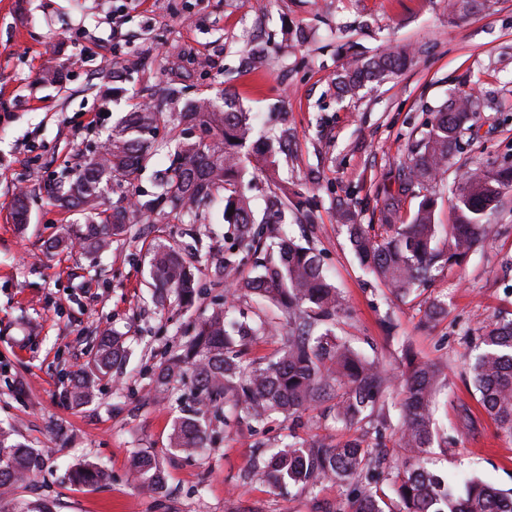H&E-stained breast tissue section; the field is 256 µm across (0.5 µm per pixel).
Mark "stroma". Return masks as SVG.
<instances>
[{"instance_id": "1", "label": "stroma", "mask_w": 512, "mask_h": 512, "mask_svg": "<svg viewBox=\"0 0 512 512\" xmlns=\"http://www.w3.org/2000/svg\"><path fill=\"white\" fill-rule=\"evenodd\" d=\"M478 3L453 16L448 0H0V425L45 455L35 485L19 486L15 498L50 500L55 512H347L352 485L281 492L256 461L292 433L332 446L357 428L321 405L260 430L223 427L215 447L175 452V414L152 368L186 341L188 315L152 305L137 241L115 243L97 260L47 249L64 227L83 221L53 204L49 183L128 112L182 87L192 98L225 91L252 113L257 137L283 136V221L320 254L341 291L337 334L390 372L407 346L418 359L443 363L448 385L435 419L448 444L434 448L435 469L512 489V443L478 405L466 368L482 329L512 313V192L488 216L474 251L461 264L437 267L426 290L406 299L364 271L347 227L336 221L346 203L358 223L381 224L384 199L400 196L399 168L413 139L432 111L464 93L481 106L430 188L440 229L454 221L450 200L462 172L512 165V0ZM388 44L415 48L414 62L356 97L337 98L342 69ZM257 47L264 63L255 70L244 60ZM48 69L62 73L61 84L43 82ZM105 69L113 76L108 87L99 79ZM21 190L30 197L23 225L11 214ZM400 198L405 223L419 200ZM198 279L195 312L231 300L250 317L279 314L255 296L234 298V277L219 288L208 272ZM437 298L445 310L427 319ZM106 327L127 335L122 377L103 381L91 403L72 406L68 378L85 369ZM465 406L474 426L460 416ZM380 420L388 471L403 457L397 392L387 394ZM139 450L162 460V492L134 482ZM85 463L104 466L109 480L72 482L70 469Z\"/></svg>"}]
</instances>
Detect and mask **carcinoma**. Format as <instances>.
Wrapping results in <instances>:
<instances>
[{
    "label": "carcinoma",
    "mask_w": 512,
    "mask_h": 512,
    "mask_svg": "<svg viewBox=\"0 0 512 512\" xmlns=\"http://www.w3.org/2000/svg\"><path fill=\"white\" fill-rule=\"evenodd\" d=\"M405 50L385 49L354 60L336 81L340 97L356 96L367 84L380 82L404 68ZM172 101L132 112L107 137L103 150L80 156L75 176L51 189L60 206L81 212L85 222L50 241L49 248H69L96 254L124 237H134V213L159 217L143 236L148 258V287L153 304L190 306L198 296L197 274L210 272L216 286L224 285V272H241L236 290L271 302L286 319L288 332L282 346L268 361L245 371L243 356L258 336L278 333L279 322L229 319L226 310L201 313L193 337L181 350L164 357L154 372L162 392L176 396L177 417L170 447L187 455L212 442L213 424H246L263 428L278 416L298 418L305 411L331 402L329 411L354 427L371 425L375 442L361 434L331 448L298 436L267 452L258 463L269 484L293 487L312 494L327 480L354 484L351 512H512V495L476 477L461 480L462 491L435 472L427 457L437 431L433 428L436 395L444 379L439 362H421L405 351L401 371L402 425L400 446L407 455L396 470L379 471L383 433L373 425L380 399L391 377L378 364L360 356L333 330L342 311V299L327 275L321 255L288 235L281 226L282 209L258 220L248 191L249 169L265 173L275 182L278 153L271 142H254L250 114L227 93L203 97L179 113L186 131L173 139L157 140V131L173 118ZM479 109L465 95L431 113L421 138L411 146L404 165L400 194L427 189L448 167V159L464 126ZM166 156L170 164L160 171L158 191L147 201L131 206L129 183L153 157ZM512 190V167L496 170L469 168L452 200L454 223L448 225L447 247L439 249L435 224L436 199L422 195L406 224L395 223L398 198L384 204L382 232L357 223L354 211L343 209L338 219L349 228L351 243L361 265L395 296L404 298L423 290L442 260L452 266L467 256L479 241L482 219L496 210ZM118 195L106 205V194ZM218 199L224 203V223L233 243L224 250H202L182 241L174 224L199 223L202 208ZM483 350L470 369L477 402L495 422L502 437L512 442V318H501L479 336ZM126 340L116 329L99 336L86 369L69 379L67 395L75 406L91 402L99 381L122 374ZM43 467L42 453L11 440L0 428V501L17 486L32 480ZM134 471L147 490L164 485L160 459L140 451ZM387 477L393 498L385 501L378 484ZM81 484H99L109 474L85 464L70 474ZM7 512H54L45 501L13 500Z\"/></svg>",
    "instance_id": "obj_1"
}]
</instances>
